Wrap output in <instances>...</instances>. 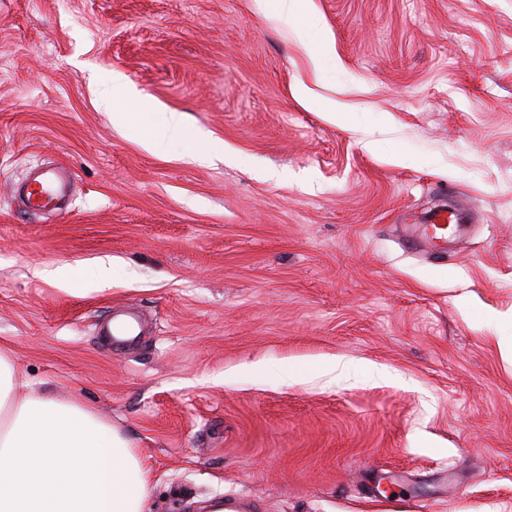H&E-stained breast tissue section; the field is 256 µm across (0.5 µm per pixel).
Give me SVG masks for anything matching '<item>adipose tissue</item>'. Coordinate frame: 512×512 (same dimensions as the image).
Returning <instances> with one entry per match:
<instances>
[{"mask_svg": "<svg viewBox=\"0 0 512 512\" xmlns=\"http://www.w3.org/2000/svg\"><path fill=\"white\" fill-rule=\"evenodd\" d=\"M112 120L127 125L154 103L112 78ZM149 468L85 403L34 392L0 352V512H145Z\"/></svg>", "mask_w": 512, "mask_h": 512, "instance_id": "1", "label": "adipose tissue"}]
</instances>
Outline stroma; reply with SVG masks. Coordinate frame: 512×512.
I'll list each match as a JSON object with an SVG mask.
<instances>
[{
  "label": "stroma",
  "instance_id": "35a3bbf8",
  "mask_svg": "<svg viewBox=\"0 0 512 512\" xmlns=\"http://www.w3.org/2000/svg\"><path fill=\"white\" fill-rule=\"evenodd\" d=\"M116 73L157 111L113 125ZM511 310L512 0H0V349L132 442L147 512H512ZM168 114V116L164 115V124L168 136L173 139L191 137V140L200 147L193 159L200 163L209 162L212 154L206 148L208 141L207 133L198 128H189L179 112H169ZM34 183L41 187V190H33L27 193V201L31 208L40 209L52 203L54 196L61 190L60 185L55 189L54 182L49 178L34 180ZM42 275L54 282L60 289L65 291H74L78 289H90V288H72L76 284H81L79 280L78 270L74 267H57L55 269H49L42 271Z\"/></svg>",
  "mask_w": 512,
  "mask_h": 512
}]
</instances>
